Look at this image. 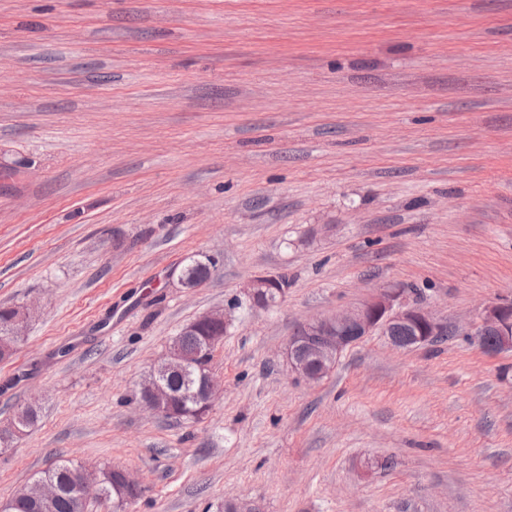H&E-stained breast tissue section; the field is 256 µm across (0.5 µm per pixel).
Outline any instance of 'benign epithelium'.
Returning a JSON list of instances; mask_svg holds the SVG:
<instances>
[{"mask_svg": "<svg viewBox=\"0 0 512 512\" xmlns=\"http://www.w3.org/2000/svg\"><path fill=\"white\" fill-rule=\"evenodd\" d=\"M282 287L283 281L276 277L259 276L247 285V296L254 303L266 306L272 303L274 295L281 293ZM404 294L402 289H384L357 306L307 321L288 341L286 361L289 371L307 381H318L334 369L337 359L347 347L376 331L398 349L419 346L447 332L445 324L429 312L409 304ZM29 318L28 309L18 308L10 322V335H24ZM202 323L227 326L224 312L214 311L188 323L181 333L192 331ZM396 327L408 331L409 343L405 344L391 335ZM487 334L495 339L491 353L512 351V302H492L476 314L470 335L479 341ZM177 342L178 339H173L166 356L152 366L141 383L139 404L155 414H171L179 400L167 390L164 377L170 370L186 371L194 365L198 368V385L189 397L197 414L202 416L210 410L217 396V384L210 366L213 343L201 346L191 361L178 352ZM70 480L82 503H88L93 496L101 501L107 499L96 479V472L74 468L70 470Z\"/></svg>", "mask_w": 512, "mask_h": 512, "instance_id": "1", "label": "benign epithelium"}]
</instances>
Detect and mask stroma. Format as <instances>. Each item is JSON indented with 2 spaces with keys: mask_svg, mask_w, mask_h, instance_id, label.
Instances as JSON below:
<instances>
[{
  "mask_svg": "<svg viewBox=\"0 0 512 512\" xmlns=\"http://www.w3.org/2000/svg\"><path fill=\"white\" fill-rule=\"evenodd\" d=\"M386 288L446 336L289 373L301 325ZM509 299L512 0H0V306L33 311L0 426L39 413L0 503L65 459L139 484L88 512H512V352L470 335ZM213 310L210 412L143 409ZM247 296L255 303L266 306L273 303L274 295H281L279 288H284L283 281L276 277L259 276L247 285ZM113 470L117 471L119 474V482L125 488H133L131 490L118 489V491L112 490V481H115V473L112 471V468H104L103 469V485L107 491L108 497L110 499H117L120 497V502L122 503L124 500L128 499L131 501L138 496V483L123 469L114 468Z\"/></svg>",
  "mask_w": 512,
  "mask_h": 512,
  "instance_id": "stroma-1",
  "label": "stroma"
}]
</instances>
